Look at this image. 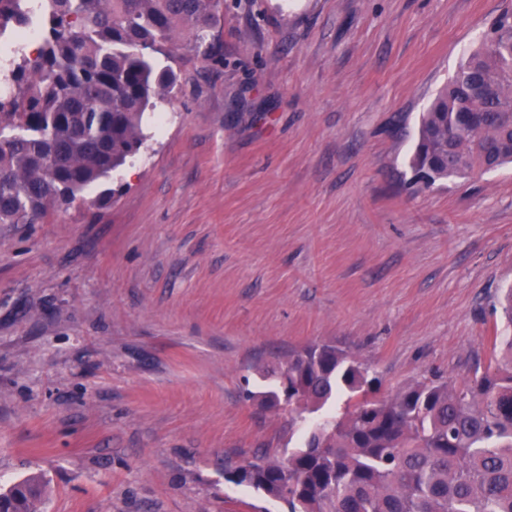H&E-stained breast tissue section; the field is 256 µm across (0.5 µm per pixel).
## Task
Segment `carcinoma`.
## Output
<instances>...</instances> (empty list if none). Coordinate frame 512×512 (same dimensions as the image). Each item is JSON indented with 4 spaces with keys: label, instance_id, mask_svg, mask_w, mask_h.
<instances>
[{
    "label": "carcinoma",
    "instance_id": "carcinoma-1",
    "mask_svg": "<svg viewBox=\"0 0 512 512\" xmlns=\"http://www.w3.org/2000/svg\"><path fill=\"white\" fill-rule=\"evenodd\" d=\"M224 0H0V36L29 19L43 37L7 55L0 99V224H35L112 177L144 145L145 114L170 102L182 50L223 62L210 34ZM512 163V11L423 114L410 166L418 183ZM262 401L307 424L288 459L224 469V480L288 512H512V361L458 383L430 380L376 396L370 367L334 345L308 346L266 371ZM341 394L342 419L319 415ZM25 479L0 501L37 512Z\"/></svg>",
    "mask_w": 512,
    "mask_h": 512
}]
</instances>
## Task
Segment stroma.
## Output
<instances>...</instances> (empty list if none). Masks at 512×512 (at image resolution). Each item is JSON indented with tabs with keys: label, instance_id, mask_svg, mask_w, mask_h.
Masks as SVG:
<instances>
[{
	"label": "stroma",
	"instance_id": "1",
	"mask_svg": "<svg viewBox=\"0 0 512 512\" xmlns=\"http://www.w3.org/2000/svg\"><path fill=\"white\" fill-rule=\"evenodd\" d=\"M512 0H224L114 196L0 224V490L43 512H287L224 467L287 457L247 399L332 344L381 395L494 370L512 165L426 188L420 119ZM42 485L36 478L25 479L6 493L0 494V501L10 503L12 512H37L36 503L40 501Z\"/></svg>",
	"mask_w": 512,
	"mask_h": 512
}]
</instances>
